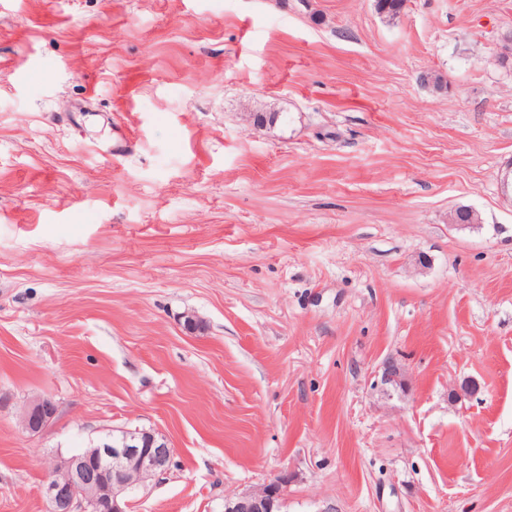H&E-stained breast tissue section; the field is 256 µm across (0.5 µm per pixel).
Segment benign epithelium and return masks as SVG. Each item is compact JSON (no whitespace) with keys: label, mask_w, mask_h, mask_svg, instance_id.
Masks as SVG:
<instances>
[{"label":"benign epithelium","mask_w":512,"mask_h":512,"mask_svg":"<svg viewBox=\"0 0 512 512\" xmlns=\"http://www.w3.org/2000/svg\"><path fill=\"white\" fill-rule=\"evenodd\" d=\"M376 385L384 393L402 386L400 367L382 364ZM56 415L52 401L36 398L23 408L21 419L31 434L46 430ZM173 448L168 439L152 431H123L104 436L81 454L63 457L57 472L47 476L42 495L50 512H87L105 506L104 512H128L129 489L135 474L145 480L166 474ZM286 478L279 477L260 488L224 498V512H278Z\"/></svg>","instance_id":"7a95c632"}]
</instances>
